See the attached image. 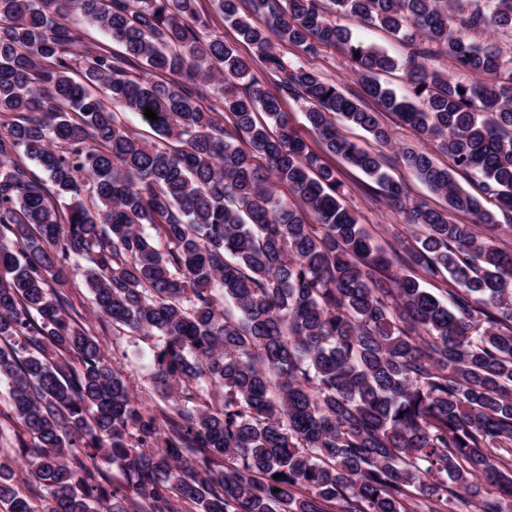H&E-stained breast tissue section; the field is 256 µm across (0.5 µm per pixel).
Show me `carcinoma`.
<instances>
[{
  "label": "carcinoma",
  "instance_id": "cac0c4a2",
  "mask_svg": "<svg viewBox=\"0 0 512 512\" xmlns=\"http://www.w3.org/2000/svg\"><path fill=\"white\" fill-rule=\"evenodd\" d=\"M212 2L252 55L197 0H0V384L26 455L0 454V512H512V249L491 236L512 224L453 177L512 212V46L466 35L512 31V0H453L458 28L448 0ZM332 10L414 50L355 40ZM279 45L342 49L367 96L441 143L446 164L396 159L446 207L406 203L336 124L390 147L379 113ZM398 69L403 96L379 81ZM287 96L415 247L362 230ZM444 274L448 298L420 286ZM109 328L147 343L170 399L138 397ZM211 1L212 0H198L201 14H204L208 18L213 27H218L224 33L225 41L235 43L239 51L244 55L251 53V49L247 44L238 41L239 37L236 32L230 26H225L222 16L214 11ZM454 180L463 188L477 196L482 204L489 210L495 212L496 217L500 224H512L511 223V215L512 213H508V215H503L496 206V201L493 198H489L484 195L480 181L477 177L470 173H453Z\"/></svg>",
  "mask_w": 512,
  "mask_h": 512
}]
</instances>
